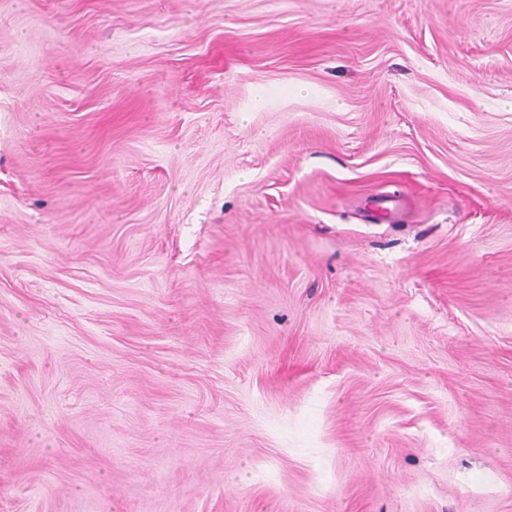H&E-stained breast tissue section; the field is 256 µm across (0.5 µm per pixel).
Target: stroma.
Returning <instances> with one entry per match:
<instances>
[{
	"label": "stroma",
	"instance_id": "stroma-1",
	"mask_svg": "<svg viewBox=\"0 0 512 512\" xmlns=\"http://www.w3.org/2000/svg\"><path fill=\"white\" fill-rule=\"evenodd\" d=\"M0 512H512V0H0Z\"/></svg>",
	"mask_w": 512,
	"mask_h": 512
}]
</instances>
